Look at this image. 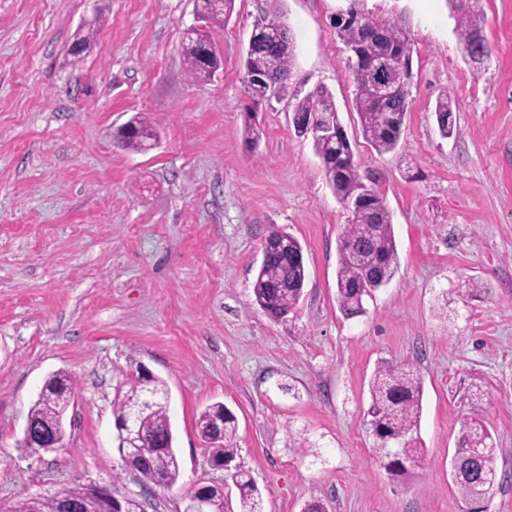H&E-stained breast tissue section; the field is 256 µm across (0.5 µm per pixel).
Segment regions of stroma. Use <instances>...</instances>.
Instances as JSON below:
<instances>
[{
  "label": "stroma",
  "mask_w": 512,
  "mask_h": 512,
  "mask_svg": "<svg viewBox=\"0 0 512 512\" xmlns=\"http://www.w3.org/2000/svg\"><path fill=\"white\" fill-rule=\"evenodd\" d=\"M348 0H235L212 39L222 65L199 83L181 40L196 0H0V500L83 485L117 496L123 470L112 401L138 369L164 380L180 475L146 512H184L220 482L197 428L224 403L236 462L264 512H468L450 476L465 419L497 448L486 512H512V0H481L489 55L464 57L447 0H366L402 18L409 110L395 152L363 140L348 53L333 21ZM278 17L294 39L287 95L259 104L248 141L244 58L253 26ZM92 27L71 64L76 30ZM333 94L363 181L392 216L398 270L348 318L336 292L348 213L293 105ZM455 100L443 137L434 108ZM142 114L153 149L118 146ZM303 246V293L283 320L254 302L270 231ZM390 363L422 381L424 461L390 473L367 425L368 383ZM74 380L60 447L19 442L45 381ZM483 397L471 404L472 386Z\"/></svg>",
  "instance_id": "obj_1"
}]
</instances>
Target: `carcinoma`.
I'll return each mask as SVG.
<instances>
[{"mask_svg":"<svg viewBox=\"0 0 512 512\" xmlns=\"http://www.w3.org/2000/svg\"><path fill=\"white\" fill-rule=\"evenodd\" d=\"M477 0H448L450 16L456 21V31L464 51L477 58L485 53L477 44L481 35ZM235 0H200L199 13L208 19V30L186 35L182 55L188 74L205 81L219 68L214 55L203 59L199 52L200 36L211 37V29L224 25L234 9ZM348 18H336V34L352 53L350 74L354 86L355 111L363 138L380 155L394 151L400 142L405 114L409 104L407 80L409 58H404L394 72L391 98L382 101L371 85V69L398 45L408 43L402 25L394 19L379 16L362 7V0H350ZM254 46L246 53L244 82L254 101L280 96L288 90L293 67V37L272 36L260 30L252 31ZM296 117L294 133L307 138L309 117L338 120L332 93L318 86L299 99L293 109ZM436 122L442 136L457 131L453 120L452 102L448 96L437 100ZM115 139L121 146L141 151L155 131L151 122L136 114ZM329 187L340 202H349L351 219L340 237L336 272L337 296L344 314L350 318L366 313L367 295L390 283L397 272V248L393 224L383 197L375 190L367 191L353 161L351 145L346 138L313 139ZM283 232L273 231L265 240L266 258L261 262L254 285L255 303L268 316L284 318L302 295L306 281V266L301 243L293 236L281 240ZM73 381L66 371H59L44 383L41 394L31 409L29 420L40 430L56 428V439L46 444L52 451L64 439L63 418L71 403ZM371 403L368 408L369 426L378 445L375 452L396 469L416 466L424 457L417 444L421 413L422 387L419 376L398 365L380 366L370 385ZM115 421L129 420L139 437V457L124 460L141 486L169 487L176 482L180 466L174 450V435L169 417V391L166 383L151 378L142 386L136 379H126L113 399ZM201 436L210 444L211 461L217 468L232 463L235 448L236 417L222 403L208 406L197 420ZM454 454L464 459L463 468L454 480L462 498L477 506L473 512H483L479 504L494 487L497 473L494 466L496 448L491 432L477 418L464 422ZM234 479L239 486L238 510L231 502L224 512H262V497L249 471L234 467ZM73 498L87 499L92 512H115L112 498L93 486L65 490Z\"/></svg>","mask_w":512,"mask_h":512,"instance_id":"1","label":"carcinoma"}]
</instances>
